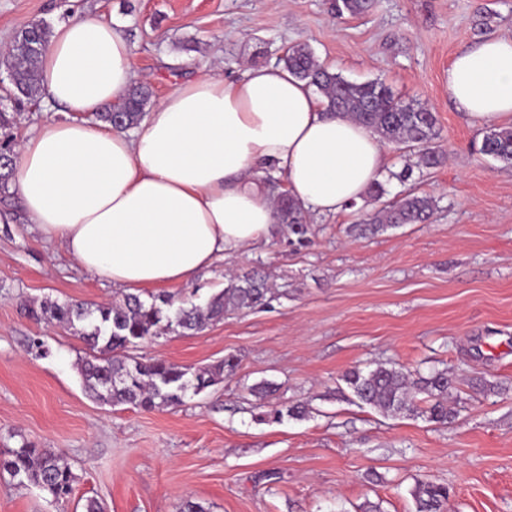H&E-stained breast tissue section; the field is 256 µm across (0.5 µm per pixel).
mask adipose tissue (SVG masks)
I'll return each mask as SVG.
<instances>
[{"label":"adipose tissue","mask_w":512,"mask_h":512,"mask_svg":"<svg viewBox=\"0 0 512 512\" xmlns=\"http://www.w3.org/2000/svg\"><path fill=\"white\" fill-rule=\"evenodd\" d=\"M135 76L111 19L57 25L39 77L44 101L65 117L20 143L13 178L42 236L113 286L183 284L266 240L278 219L265 175L284 179L304 213L334 216L362 202L386 165L374 130L327 112L274 64L178 85L130 130L90 122ZM448 96L471 119L512 126V37L455 56Z\"/></svg>","instance_id":"adipose-tissue-1"}]
</instances>
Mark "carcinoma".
<instances>
[{
	"label": "carcinoma",
	"instance_id": "carcinoma-1",
	"mask_svg": "<svg viewBox=\"0 0 512 512\" xmlns=\"http://www.w3.org/2000/svg\"><path fill=\"white\" fill-rule=\"evenodd\" d=\"M370 0H334L336 17L355 16L369 7ZM50 36L43 28L33 40L20 37L12 51L14 84L34 100L40 90L37 62ZM292 75L313 86L325 100L327 110L350 117L374 131L399 150L409 151L425 169L439 166L443 153L434 148L441 136L437 116L429 108L406 103L395 97L385 81L374 79L362 83L346 80L323 66L306 44L289 47L280 58ZM151 106V92L143 86L132 87L119 111L97 112L94 119L110 123L119 129H129L140 123ZM478 152L506 163H512V128H491L483 137ZM0 154L7 159L0 169V188L7 189L15 169L17 153L13 136L0 139ZM278 223L288 227L298 242L308 241L305 224L298 204L286 193L275 200ZM436 200L413 190L400 198L384 202L367 215L361 224L350 230L363 235L384 231L399 224H417L433 212ZM271 288L258 273H245L228 280L224 290L212 295L205 304L175 303L167 294L151 296L146 302L138 295H126L110 304L92 305L83 302L44 300L39 309L31 310L34 317L74 331L87 346V357L81 360L79 373L85 390L101 404L150 410L157 405H180L190 392L199 394L221 382L224 370H233L235 359L228 357L207 368L191 370L162 359L145 361L130 354V349L142 341L170 332L194 334L224 314L253 310L267 303ZM343 381L362 404L384 414L424 415L428 420L450 424L457 410L448 404L456 389L455 379L448 370H434L427 375L411 373L396 365L379 364L364 371L353 368L343 375ZM423 396L427 407L418 406ZM306 408L299 405L273 408L259 420L280 422L285 417L302 418ZM22 484L31 482L46 490L55 501L68 499L76 476L71 467L56 453L39 448L24 440L17 448L0 453V474ZM416 512H446L448 488L432 483H419L413 490Z\"/></svg>",
	"mask_w": 512,
	"mask_h": 512
}]
</instances>
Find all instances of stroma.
I'll use <instances>...</instances> for the list:
<instances>
[{"label":"stroma","instance_id":"obj_1","mask_svg":"<svg viewBox=\"0 0 512 512\" xmlns=\"http://www.w3.org/2000/svg\"><path fill=\"white\" fill-rule=\"evenodd\" d=\"M332 0H0V46L31 22L56 26L88 11L112 16L133 47L136 82L154 99L220 66L225 78L276 63L308 44L352 82L381 78L435 112L447 161L416 167L387 150L389 196L416 190L436 207L423 224L366 238L351 224L376 209L364 198L336 216L307 215L310 241L285 231L225 256L184 284L175 300L205 303L228 275L258 270L266 306L226 315L192 336L141 343L145 359L201 369L234 357L223 382L182 405L151 410L100 404L85 392L86 354L72 331L35 320L34 303H103L124 289L84 271L0 193V451L34 442L77 476L55 502L38 486L0 477V512H415L416 482L447 486L448 512H512V165L481 155L485 126L448 97L454 56L489 37L512 36V0H373L338 19ZM16 137L56 114L45 102L0 100ZM408 171L407 180L397 174ZM397 363L448 369L459 415L450 425L391 417L359 404L342 380L354 367ZM481 377L495 385L483 394ZM261 381L277 392L260 400ZM306 405L304 418L259 422L271 406Z\"/></svg>","mask_w":512,"mask_h":512}]
</instances>
